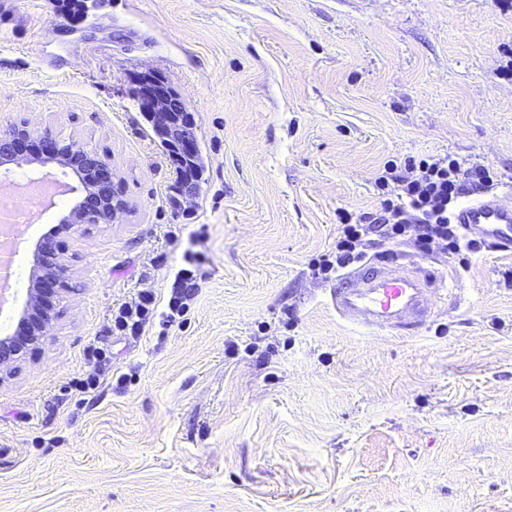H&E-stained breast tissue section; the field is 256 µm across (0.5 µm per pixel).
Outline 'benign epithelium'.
<instances>
[{"instance_id": "benign-epithelium-1", "label": "benign epithelium", "mask_w": 512, "mask_h": 512, "mask_svg": "<svg viewBox=\"0 0 512 512\" xmlns=\"http://www.w3.org/2000/svg\"><path fill=\"white\" fill-rule=\"evenodd\" d=\"M135 82L137 94L145 102V111L151 113L160 129L179 150L196 151L198 143L193 115L167 81L147 72L138 75ZM29 137L30 132L24 127L1 132L0 159L20 163L29 161L23 150ZM77 161L83 163L86 175H78L80 200L69 211L65 223L70 229L83 224L114 223L124 213L126 205L115 185L112 166L98 153L78 146L70 147V153L59 165L73 170ZM69 275L70 268L62 257L59 244L36 246L33 284L19 314V327L12 335L0 338V374L10 371L21 358L39 349L53 321L50 298L67 282Z\"/></svg>"}]
</instances>
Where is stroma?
Wrapping results in <instances>:
<instances>
[{
    "label": "stroma",
    "mask_w": 512,
    "mask_h": 512,
    "mask_svg": "<svg viewBox=\"0 0 512 512\" xmlns=\"http://www.w3.org/2000/svg\"><path fill=\"white\" fill-rule=\"evenodd\" d=\"M146 71L194 116L193 206ZM21 122L106 155L126 212L63 234L55 321L0 383V512H512V253L428 254L450 288L416 336L343 323L309 266L339 210H379L387 160L512 190V0H0ZM143 288L158 316L114 333ZM202 257L200 254L188 256L187 263L195 266V270L183 268L173 284L171 295L168 301L169 313L166 314L165 323L170 326L176 322L177 317L181 318L188 307L187 301L191 300L194 290L196 272L199 271Z\"/></svg>",
    "instance_id": "35a3bbf8"
}]
</instances>
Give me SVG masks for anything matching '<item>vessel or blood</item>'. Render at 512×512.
<instances>
[{"label":"vessel or blood","instance_id":"vessel-or-blood-1","mask_svg":"<svg viewBox=\"0 0 512 512\" xmlns=\"http://www.w3.org/2000/svg\"><path fill=\"white\" fill-rule=\"evenodd\" d=\"M453 221L469 238L501 252L512 251L511 192L469 201ZM26 227L23 219L10 223V241L0 245V288L13 283L12 243ZM446 290L445 281L416 259L381 257L344 273L331 289L330 300L342 320L364 332H417L433 317L431 296Z\"/></svg>","mask_w":512,"mask_h":512}]
</instances>
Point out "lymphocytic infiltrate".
Returning a JSON list of instances; mask_svg holds the SVG:
<instances>
[{
  "instance_id": "lymphocytic-infiltrate-1",
  "label": "lymphocytic infiltrate",
  "mask_w": 512,
  "mask_h": 512,
  "mask_svg": "<svg viewBox=\"0 0 512 512\" xmlns=\"http://www.w3.org/2000/svg\"><path fill=\"white\" fill-rule=\"evenodd\" d=\"M499 175L491 166L452 155H424L388 161L375 178L380 208L359 216L344 212L333 249L311 263L316 278L327 280L363 262L377 246L407 245L424 253L458 254L478 251L453 216L466 187L489 189ZM156 312V297L142 290L112 311L114 332L138 337Z\"/></svg>"
}]
</instances>
